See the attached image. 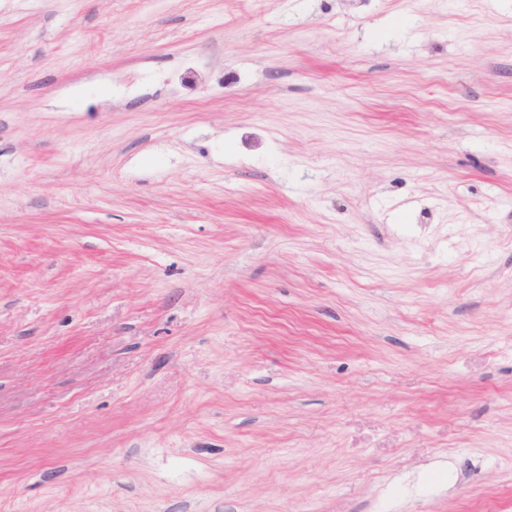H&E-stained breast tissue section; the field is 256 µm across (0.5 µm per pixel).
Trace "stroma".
<instances>
[{"mask_svg": "<svg viewBox=\"0 0 512 512\" xmlns=\"http://www.w3.org/2000/svg\"><path fill=\"white\" fill-rule=\"evenodd\" d=\"M0 512H512V0H0Z\"/></svg>", "mask_w": 512, "mask_h": 512, "instance_id": "1", "label": "stroma"}]
</instances>
